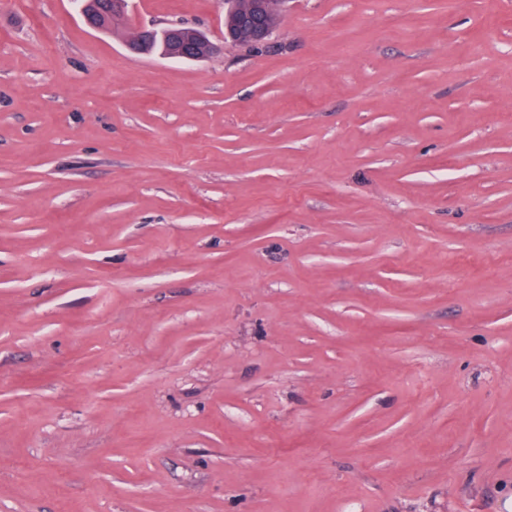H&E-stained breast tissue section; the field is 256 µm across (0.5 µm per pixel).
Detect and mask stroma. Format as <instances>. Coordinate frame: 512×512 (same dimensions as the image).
Segmentation results:
<instances>
[{"instance_id": "1", "label": "stroma", "mask_w": 512, "mask_h": 512, "mask_svg": "<svg viewBox=\"0 0 512 512\" xmlns=\"http://www.w3.org/2000/svg\"><path fill=\"white\" fill-rule=\"evenodd\" d=\"M0 512H512V0H0ZM109 0H96L94 1V6L92 7L93 13L90 11V1H82L84 2L82 7V14L87 23V25L95 30L104 31V26L98 22L106 23L108 30L112 29V23L114 24L119 20L120 16H114L111 12H109ZM92 14V16H91ZM92 18V19H91ZM96 21V22H94ZM267 1L255 0L253 9L245 14L236 16L235 21L225 26L224 39L226 42L253 47L268 42L275 27L268 21ZM177 27V28H176ZM178 26H169L161 34L163 48L161 54L175 60H204L220 51V47L214 44L204 34L195 30H188L187 35Z\"/></svg>"}]
</instances>
